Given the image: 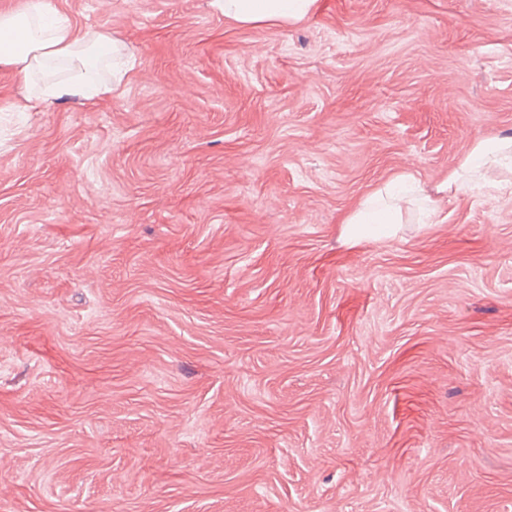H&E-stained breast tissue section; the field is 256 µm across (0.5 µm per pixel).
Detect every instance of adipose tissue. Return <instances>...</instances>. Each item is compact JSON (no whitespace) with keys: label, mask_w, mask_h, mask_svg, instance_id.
Returning a JSON list of instances; mask_svg holds the SVG:
<instances>
[{"label":"adipose tissue","mask_w":512,"mask_h":512,"mask_svg":"<svg viewBox=\"0 0 512 512\" xmlns=\"http://www.w3.org/2000/svg\"><path fill=\"white\" fill-rule=\"evenodd\" d=\"M226 18L257 27L288 24L303 20L315 0H215ZM110 38L95 30L77 35L66 19L59 16L50 0H25L22 9L0 14V64L15 67L27 80L33 79L49 62L67 60L76 68L67 82L45 83L41 100L59 98L75 92L93 98L111 92L112 84L122 81V63L112 65V83H105L97 70L96 59L110 48ZM512 165L511 138L479 140L469 154L448 174V186L463 180H477L486 172ZM423 212L437 209L438 200L426 193L412 173L402 172L369 193L345 218L347 241L395 236L411 205Z\"/></svg>","instance_id":"obj_1"}]
</instances>
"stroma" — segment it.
Wrapping results in <instances>:
<instances>
[{
    "label": "stroma",
    "mask_w": 512,
    "mask_h": 512,
    "mask_svg": "<svg viewBox=\"0 0 512 512\" xmlns=\"http://www.w3.org/2000/svg\"><path fill=\"white\" fill-rule=\"evenodd\" d=\"M129 58L0 65V512H512V0H51ZM433 223L347 242L395 174ZM316 0H215L224 17L252 27L303 20ZM512 166V139L485 138L479 140L469 154L448 174V181L440 191L456 186L464 178L478 180L491 169Z\"/></svg>",
    "instance_id": "stroma-1"
}]
</instances>
